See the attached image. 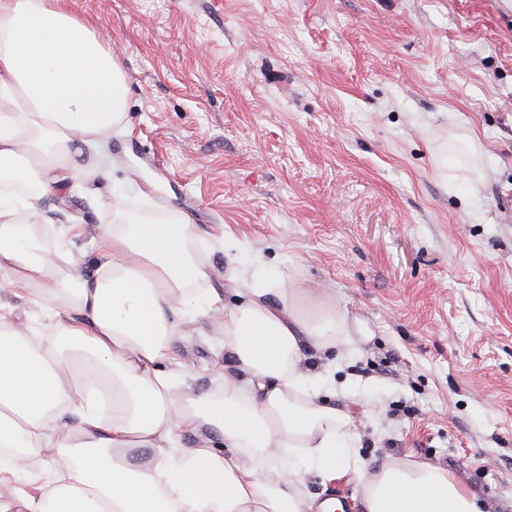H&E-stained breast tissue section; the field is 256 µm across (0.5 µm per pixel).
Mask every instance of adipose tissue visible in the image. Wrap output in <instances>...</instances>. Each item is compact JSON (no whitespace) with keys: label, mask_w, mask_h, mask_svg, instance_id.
Returning a JSON list of instances; mask_svg holds the SVG:
<instances>
[{"label":"adipose tissue","mask_w":512,"mask_h":512,"mask_svg":"<svg viewBox=\"0 0 512 512\" xmlns=\"http://www.w3.org/2000/svg\"><path fill=\"white\" fill-rule=\"evenodd\" d=\"M101 28L77 0H0V512H325L303 490L310 474L351 477L365 512H484L437 466H369L330 372L301 366L302 346L349 350L346 313L300 314L296 289L260 277V255L237 275L245 303L224 314L239 372L198 392L162 368L207 278L188 220L115 206L88 276L69 247L82 225L17 223L98 176L81 159L104 157L122 124L126 84ZM13 182L28 194L3 191ZM15 299L42 320L18 321Z\"/></svg>","instance_id":"obj_1"}]
</instances>
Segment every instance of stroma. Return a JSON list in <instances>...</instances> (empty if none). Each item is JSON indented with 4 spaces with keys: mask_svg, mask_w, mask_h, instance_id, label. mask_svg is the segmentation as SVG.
I'll use <instances>...</instances> for the list:
<instances>
[{
    "mask_svg": "<svg viewBox=\"0 0 512 512\" xmlns=\"http://www.w3.org/2000/svg\"><path fill=\"white\" fill-rule=\"evenodd\" d=\"M126 77L109 176L47 225L185 217L345 311L339 412L373 465L412 457L512 512V0H79ZM446 167H439V159ZM234 251H200L213 311ZM170 344L192 389L229 367L210 313Z\"/></svg>",
    "mask_w": 512,
    "mask_h": 512,
    "instance_id": "1",
    "label": "stroma"
}]
</instances>
